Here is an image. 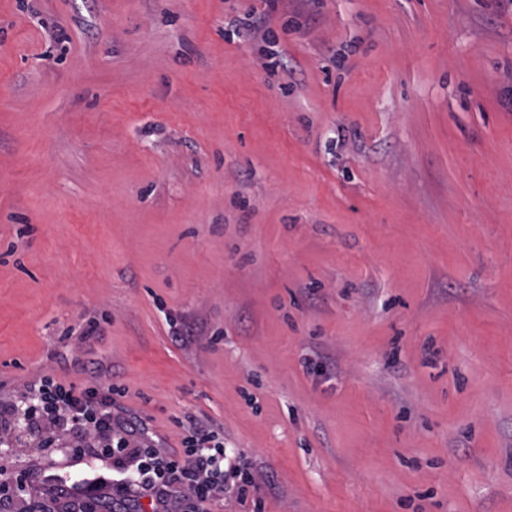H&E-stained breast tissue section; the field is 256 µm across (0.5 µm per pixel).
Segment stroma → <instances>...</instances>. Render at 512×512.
<instances>
[{
  "instance_id": "obj_1",
  "label": "stroma",
  "mask_w": 512,
  "mask_h": 512,
  "mask_svg": "<svg viewBox=\"0 0 512 512\" xmlns=\"http://www.w3.org/2000/svg\"><path fill=\"white\" fill-rule=\"evenodd\" d=\"M42 375L223 437L211 512H512V0H0V401Z\"/></svg>"
}]
</instances>
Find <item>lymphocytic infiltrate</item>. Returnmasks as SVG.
Returning <instances> with one entry per match:
<instances>
[{
	"mask_svg": "<svg viewBox=\"0 0 512 512\" xmlns=\"http://www.w3.org/2000/svg\"><path fill=\"white\" fill-rule=\"evenodd\" d=\"M115 393L112 386L79 391L50 377L30 383L26 428L72 432L71 460L81 474L53 467L17 475L0 452V500H20L26 512H208L226 476H241L239 461L214 432L191 427L183 450H170Z\"/></svg>",
	"mask_w": 512,
	"mask_h": 512,
	"instance_id": "1",
	"label": "lymphocytic infiltrate"
}]
</instances>
